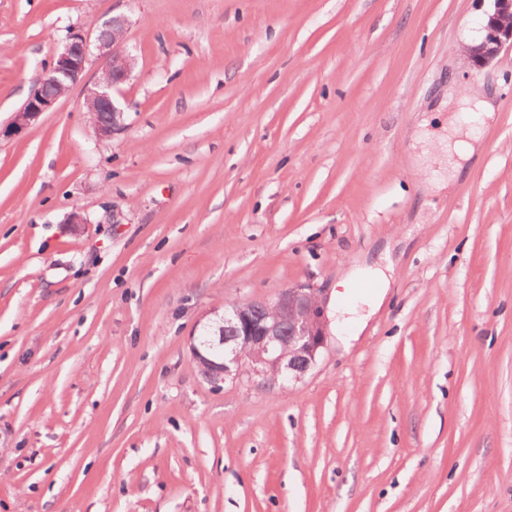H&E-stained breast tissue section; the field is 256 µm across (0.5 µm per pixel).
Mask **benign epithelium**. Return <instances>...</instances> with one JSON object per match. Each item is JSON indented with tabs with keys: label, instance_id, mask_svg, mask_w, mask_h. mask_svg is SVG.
Masks as SVG:
<instances>
[{
	"label": "benign epithelium",
	"instance_id": "benign-epithelium-1",
	"mask_svg": "<svg viewBox=\"0 0 512 512\" xmlns=\"http://www.w3.org/2000/svg\"><path fill=\"white\" fill-rule=\"evenodd\" d=\"M489 2L483 34L467 48L468 58L477 67L490 64L504 48H512V0ZM127 25L128 19L117 15L105 21L96 35L103 62L85 107L100 137L122 129L124 111L117 94L134 69V57L125 46ZM89 60L88 36L80 30L69 31L39 86L15 113L13 128L25 129L53 109L70 86L84 78ZM103 113L111 114V120L100 119ZM204 328L207 334L198 337L191 350L206 380L215 386L235 379L246 364L264 380L280 376L297 380L316 364L328 336L325 300L320 291L303 284L281 290L272 301L237 304L204 323Z\"/></svg>",
	"mask_w": 512,
	"mask_h": 512
}]
</instances>
